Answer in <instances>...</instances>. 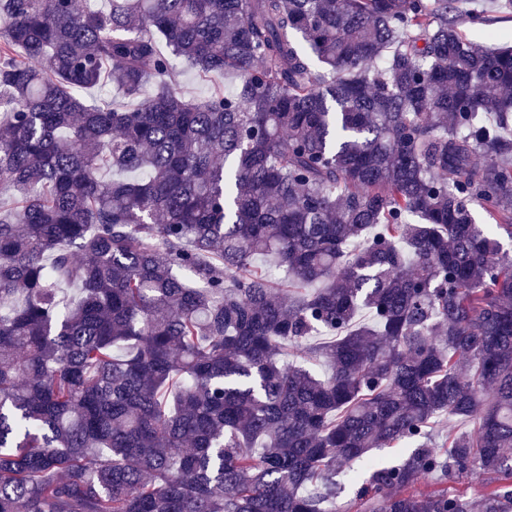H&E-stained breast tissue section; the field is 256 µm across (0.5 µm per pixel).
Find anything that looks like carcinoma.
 Returning <instances> with one entry per match:
<instances>
[{"instance_id":"1","label":"carcinoma","mask_w":512,"mask_h":512,"mask_svg":"<svg viewBox=\"0 0 512 512\" xmlns=\"http://www.w3.org/2000/svg\"><path fill=\"white\" fill-rule=\"evenodd\" d=\"M461 4L0 0V512H512V47ZM175 73L185 97L195 101L207 98L214 84H219L223 88L224 84L226 88L232 85V78L230 76H227L225 79L224 74L212 78H202L195 70L182 63H177Z\"/></svg>"}]
</instances>
